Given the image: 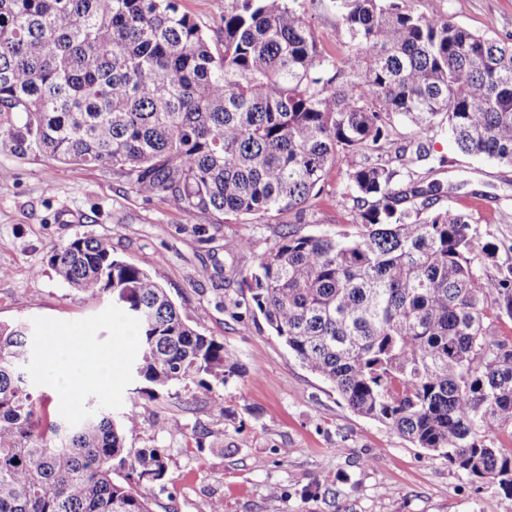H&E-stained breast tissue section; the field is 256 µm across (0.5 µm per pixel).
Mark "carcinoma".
Instances as JSON below:
<instances>
[{
	"instance_id": "1",
	"label": "carcinoma",
	"mask_w": 512,
	"mask_h": 512,
	"mask_svg": "<svg viewBox=\"0 0 512 512\" xmlns=\"http://www.w3.org/2000/svg\"><path fill=\"white\" fill-rule=\"evenodd\" d=\"M346 41L325 58L289 0H231L211 42L176 0H0V142L61 164L108 166L128 189L189 216L268 224L288 214L245 282L274 334L357 414L457 470L512 492V266L489 282L472 215L417 178L430 138L512 166V39L418 12L412 0H336ZM415 128L399 145L395 122ZM395 148L399 165L383 159ZM357 231L303 235L338 157ZM55 274L121 297L135 373L153 398L226 380L224 343L194 330L149 272L80 237ZM31 330L0 324V512H153L161 448L125 446L133 412L50 418L26 367ZM305 494L335 497L334 481Z\"/></svg>"
}]
</instances>
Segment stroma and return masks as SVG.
<instances>
[{"label": "stroma", "instance_id": "obj_1", "mask_svg": "<svg viewBox=\"0 0 512 512\" xmlns=\"http://www.w3.org/2000/svg\"><path fill=\"white\" fill-rule=\"evenodd\" d=\"M328 59L341 55L345 31L333 0H299ZM417 11L470 30L512 36V0H414ZM445 157L435 179L447 182L445 207L472 214L493 257L478 256L489 280L512 265V166L455 153L447 139L431 144ZM347 159L326 177L303 234L353 232L340 203ZM0 324L28 322L36 330L29 374L50 414L81 417L88 400L138 416L130 448L159 447L169 458L162 484L149 491L155 512H512V493L457 472L439 454L414 447L393 429L355 413L335 387L306 369L259 313L246 309L241 278L271 251L287 217L272 224H223L213 237L174 205L132 193L99 166H64L28 144H0ZM109 240L115 257L150 271L200 333L223 341L235 370L225 384L189 387L149 398L127 368L138 343L123 329L120 308L62 282L49 258L77 237ZM246 250L234 249L238 240ZM78 336L87 360L120 353L109 384L90 383L75 399L60 397L52 378L51 339ZM179 429L158 432V421ZM335 500L305 496L323 476Z\"/></svg>", "mask_w": 512, "mask_h": 512}]
</instances>
